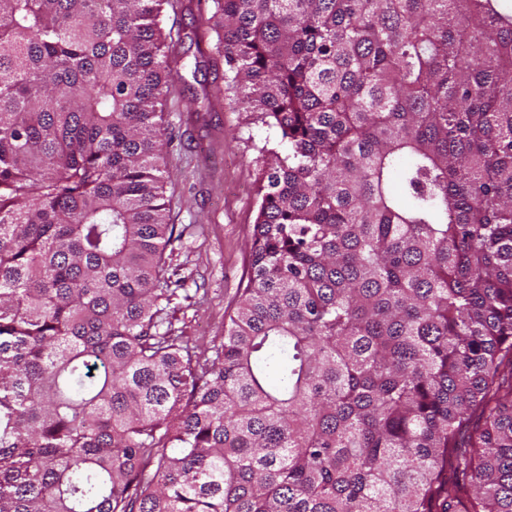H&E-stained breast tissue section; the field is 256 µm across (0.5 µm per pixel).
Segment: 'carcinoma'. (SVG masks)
<instances>
[{
	"label": "carcinoma",
	"mask_w": 512,
	"mask_h": 512,
	"mask_svg": "<svg viewBox=\"0 0 512 512\" xmlns=\"http://www.w3.org/2000/svg\"><path fill=\"white\" fill-rule=\"evenodd\" d=\"M162 2L0 0V512H512V15L213 0L280 147L203 362L159 332Z\"/></svg>",
	"instance_id": "obj_1"
}]
</instances>
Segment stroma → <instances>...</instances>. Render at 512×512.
Returning a JSON list of instances; mask_svg holds the SVG:
<instances>
[{
	"instance_id": "35a3bbf8",
	"label": "stroma",
	"mask_w": 512,
	"mask_h": 512,
	"mask_svg": "<svg viewBox=\"0 0 512 512\" xmlns=\"http://www.w3.org/2000/svg\"><path fill=\"white\" fill-rule=\"evenodd\" d=\"M213 11L212 0H175L161 14L164 26L180 31L164 115V191L176 237L165 251L173 294L161 328L210 359L250 275L261 149L276 138L225 91Z\"/></svg>"
}]
</instances>
